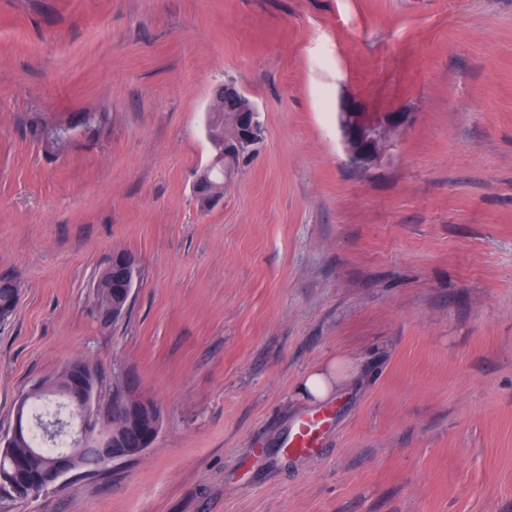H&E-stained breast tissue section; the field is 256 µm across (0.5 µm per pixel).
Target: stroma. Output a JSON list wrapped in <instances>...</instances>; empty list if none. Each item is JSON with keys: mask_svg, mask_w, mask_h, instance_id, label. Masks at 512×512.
<instances>
[{"mask_svg": "<svg viewBox=\"0 0 512 512\" xmlns=\"http://www.w3.org/2000/svg\"><path fill=\"white\" fill-rule=\"evenodd\" d=\"M232 83L256 153L201 207ZM410 113L352 167L336 104ZM107 116L44 154L32 117ZM140 270L116 326L93 284ZM0 435L67 361L162 411L140 458L0 512H512V0H0ZM339 362L325 401L299 379ZM322 413L315 448L297 422ZM20 296V287L16 279L8 274H0V321L8 319L12 313L4 316L2 309L16 303ZM319 416L307 415L300 419L295 426L290 446L294 451H304L314 448L317 441V432L322 420Z\"/></svg>", "mask_w": 512, "mask_h": 512, "instance_id": "obj_1", "label": "stroma"}]
</instances>
